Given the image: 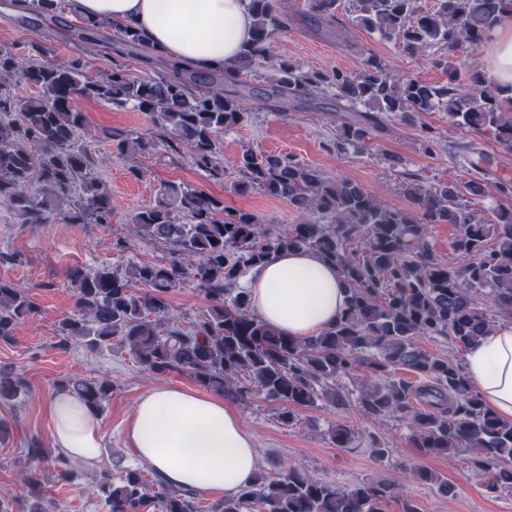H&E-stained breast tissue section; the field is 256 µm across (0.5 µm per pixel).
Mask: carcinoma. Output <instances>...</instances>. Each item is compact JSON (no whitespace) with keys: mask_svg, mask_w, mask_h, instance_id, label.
<instances>
[{"mask_svg":"<svg viewBox=\"0 0 512 512\" xmlns=\"http://www.w3.org/2000/svg\"><path fill=\"white\" fill-rule=\"evenodd\" d=\"M247 7L252 42L231 67L208 74L205 88L177 72V65L171 76L136 78L115 67L93 80L78 57L58 64L34 58L24 63L0 50V201L22 224L111 223V194L78 142L87 126L85 114L74 107L78 96L115 107L132 105L186 149L196 167L219 174L218 135L249 117L236 87L245 86L244 72L268 57L271 38L288 26L280 0H248ZM339 7L340 0H309L318 23L337 19ZM506 11L512 12V0H435L429 10L418 8L416 0H355L356 23L398 40L406 53L432 46L444 50L439 65L448 71V84L395 76L374 55L356 72L303 70L281 59L265 101L275 110L289 97L331 93L338 105L365 107L329 143L338 153L366 144L379 127L377 112L408 115L436 108L457 127L491 133L511 153L512 113L503 112L502 91L489 88L475 67L459 78L453 65L458 53L479 47ZM114 30L127 47L146 45L144 35L129 26ZM15 80L38 92L14 94L9 87ZM108 139L120 155L156 149L153 141L125 131H112ZM239 171L245 180L236 191L257 186L305 213L303 222L281 232L187 184L164 182L156 204L131 217V231L166 245L170 259L124 270L101 266L89 273L71 267L67 279L75 290L76 314L60 319L59 335L82 339L91 349L113 343L148 372L182 371L227 397L262 394L281 405L278 419L287 427L298 422L297 408L320 402L342 408L353 403L372 419L397 418L407 424L420 454H468L489 491H512V424L485 406L454 359L429 354L416 341L440 336L466 349L494 328L495 320L512 321V209L497 211L488 224L464 204L466 194L485 196L490 189L512 197V180L491 187L474 180L430 189L412 185L413 215L289 155L259 157L246 149ZM33 185L35 197L29 193ZM432 224L462 225L452 244L460 265L453 268L434 254L427 241ZM353 243L357 249L348 250ZM282 249L319 253L336 264L346 287V308L336 324L303 341L276 334L252 312L239 286L250 268ZM188 282L210 306L186 329L167 295ZM137 284L147 290L133 293ZM479 294L489 298L494 316L479 305ZM35 314L24 290L0 280V341L11 340L14 329ZM399 370L425 376L428 383L415 388L397 376ZM360 371L369 382L355 396L341 380ZM58 385L73 389L98 413L112 395V383L104 379L64 378ZM28 394L23 377L0 373L1 404L14 405ZM328 436L338 448L355 439L344 424L332 426ZM46 469L62 484L76 479L67 461L29 442L19 471L29 491L24 512H49L51 502L41 493ZM415 477L445 496L452 492L434 471L418 468ZM95 492L107 512H385L386 500L393 497L402 499V512H420L394 485L342 486L294 466L259 472L237 494L208 505L196 493L167 488L141 466L123 467L117 478L100 473Z\"/></svg>","mask_w":512,"mask_h":512,"instance_id":"carcinoma-1","label":"carcinoma"}]
</instances>
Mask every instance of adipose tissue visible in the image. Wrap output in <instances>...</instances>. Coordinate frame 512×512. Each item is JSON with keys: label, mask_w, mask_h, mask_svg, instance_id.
Returning a JSON list of instances; mask_svg holds the SVG:
<instances>
[{"label": "adipose tissue", "mask_w": 512, "mask_h": 512, "mask_svg": "<svg viewBox=\"0 0 512 512\" xmlns=\"http://www.w3.org/2000/svg\"><path fill=\"white\" fill-rule=\"evenodd\" d=\"M74 8L91 19L138 29L156 49L199 71L233 63L253 36L246 0H74ZM485 75L492 85L512 89L510 12L492 30ZM241 286L255 315L298 341L331 327L346 307L335 265L308 250L276 253L250 269ZM465 369L486 406L512 422V323L470 347ZM46 412L55 455L77 466H97L104 442L99 415L66 387L51 393ZM125 444L138 465L177 489L232 496L258 470L255 441L223 399L177 387L156 385L139 398Z\"/></svg>", "instance_id": "adipose-tissue-1"}]
</instances>
